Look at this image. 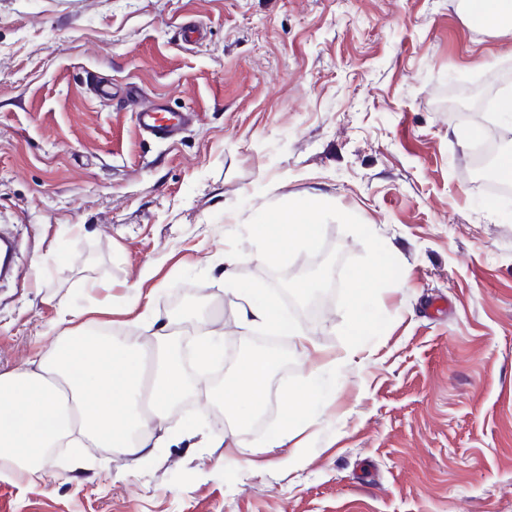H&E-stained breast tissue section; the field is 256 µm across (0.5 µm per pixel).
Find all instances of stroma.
<instances>
[{
    "label": "stroma",
    "instance_id": "1",
    "mask_svg": "<svg viewBox=\"0 0 512 512\" xmlns=\"http://www.w3.org/2000/svg\"><path fill=\"white\" fill-rule=\"evenodd\" d=\"M189 21L204 28L190 44ZM506 86L512 33L465 0H0V226L18 241L0 369L50 345L62 301L145 346L154 317L177 330L173 297L203 315L179 332L196 388L158 448L134 466L77 437L42 477L1 479L0 512H512V202L468 178L480 109L455 106ZM148 102L194 122L152 140L135 119ZM312 193L403 272L379 295L388 328L326 375L333 399L290 470L262 442L310 364L241 322L224 255L257 211ZM138 284L150 306H133ZM325 301L301 326L333 357L344 317ZM204 333L221 353L200 368ZM269 339L274 416L242 425L216 385Z\"/></svg>",
    "mask_w": 512,
    "mask_h": 512
}]
</instances>
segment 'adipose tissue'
<instances>
[{"label": "adipose tissue", "mask_w": 512, "mask_h": 512, "mask_svg": "<svg viewBox=\"0 0 512 512\" xmlns=\"http://www.w3.org/2000/svg\"><path fill=\"white\" fill-rule=\"evenodd\" d=\"M244 317L294 336L304 353L318 352L310 336L288 322L272 302L238 285ZM70 308L59 306L64 331L24 367L0 371V461L9 476L43 473L47 449L61 446L73 432L105 448L125 449L137 459L153 447L154 422L170 417L191 383L172 353L167 336H158L150 389H143V360L137 339L116 340L100 332L68 329ZM266 355L244 358L224 386V408L240 422L258 410L272 372Z\"/></svg>", "instance_id": "adipose-tissue-1"}]
</instances>
